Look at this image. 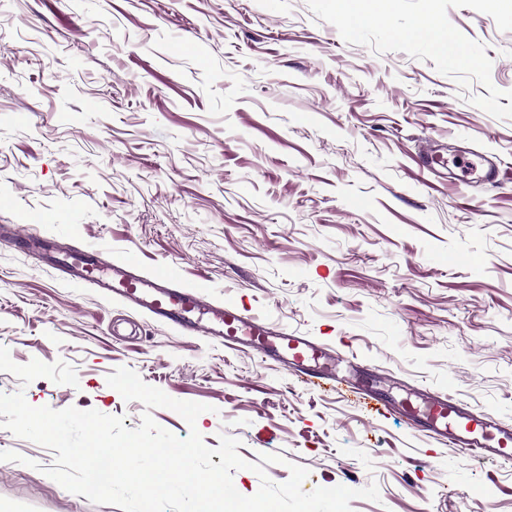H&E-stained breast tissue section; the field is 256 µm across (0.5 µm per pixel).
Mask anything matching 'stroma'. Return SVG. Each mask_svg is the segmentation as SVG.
Wrapping results in <instances>:
<instances>
[{
  "label": "stroma",
  "mask_w": 512,
  "mask_h": 512,
  "mask_svg": "<svg viewBox=\"0 0 512 512\" xmlns=\"http://www.w3.org/2000/svg\"><path fill=\"white\" fill-rule=\"evenodd\" d=\"M512 90V32L470 8ZM432 60L345 42L308 0H0V225H37L59 250L95 245L147 271L176 265L210 299L357 355L390 399L451 391L512 423V118L472 104ZM447 157L429 172L424 151ZM136 371L208 405L204 443L303 489L377 484L351 512H512V462L463 461L357 394L289 371L64 280L0 247V393L177 437L186 421L107 383ZM0 512H122L62 488L55 453L0 428Z\"/></svg>",
  "instance_id": "obj_1"
}]
</instances>
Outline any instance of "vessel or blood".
I'll return each mask as SVG.
<instances>
[{"label": "vessel or blood", "instance_id": "obj_1", "mask_svg": "<svg viewBox=\"0 0 512 512\" xmlns=\"http://www.w3.org/2000/svg\"><path fill=\"white\" fill-rule=\"evenodd\" d=\"M23 244L30 255L57 266L67 280L138 309L182 335L204 336L231 348L251 350L260 359L278 362L310 388L330 386L341 393L364 387L355 357L268 325L238 306L213 302L202 286L184 287L176 273H148L132 259L105 264L97 251L86 247L62 255L50 240L0 227L1 246ZM374 402L389 412L401 410L413 428L441 437L461 457L512 462V425L473 411L449 394L426 391L419 404L400 407L379 396Z\"/></svg>", "mask_w": 512, "mask_h": 512}]
</instances>
